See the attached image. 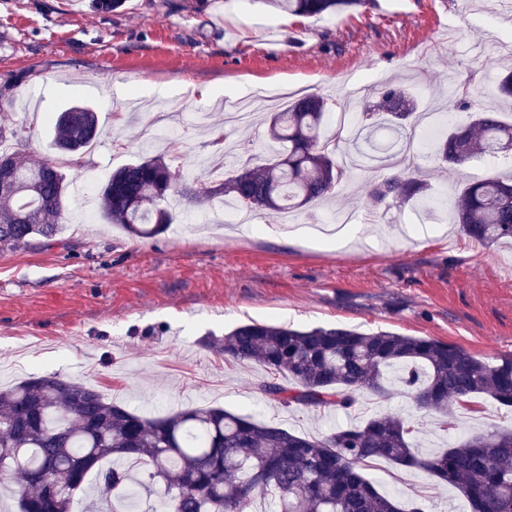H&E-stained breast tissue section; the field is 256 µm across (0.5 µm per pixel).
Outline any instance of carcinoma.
<instances>
[{"label": "carcinoma", "instance_id": "1", "mask_svg": "<svg viewBox=\"0 0 512 512\" xmlns=\"http://www.w3.org/2000/svg\"><path fill=\"white\" fill-rule=\"evenodd\" d=\"M296 17L347 12L364 0H270ZM126 0H91L108 16ZM363 106L362 130L371 120L401 139L418 114L427 112L404 84H383ZM454 108L470 114L466 126L448 125L437 153L450 165L474 156L512 151V121L484 101L474 77L453 91ZM340 103L309 94L268 115L270 139L278 150L259 159L242 152L236 170L214 187L188 198L211 206L222 199L255 214L281 213L328 201L347 181L340 158L341 135L321 134L326 115ZM98 134V115L74 103L55 118L52 143L63 157L83 156ZM14 175L38 182L32 196L0 195V248L25 249L37 238L56 235L67 209L70 184L64 167L49 158L27 161L0 149V161ZM181 177L166 154L141 157L112 172L98 193L104 221L128 234L152 238L173 223L168 204ZM428 185L406 173L370 185L376 204L390 200L418 208L428 203ZM455 223L466 237L493 246L512 240V181L489 177L465 183L452 202ZM224 358L282 372L288 387L266 382L261 391L286 408L347 410L356 395H386L394 372L415 408L437 416L441 430L456 424L450 403L483 396L512 408V354L487 362L438 340L392 332L363 333L347 327L297 328L251 321L224 335ZM414 422L399 413H381L360 426L339 427L318 436L300 435L218 406L195 407L148 419L113 402L99 390L59 376L30 377L0 391V462L10 467L15 487L7 493L19 512L46 508L73 512L75 496L91 472L99 494L129 502L132 482L150 489L162 482L153 512H244L254 495H268L270 512H402L396 494L378 489L364 468L385 460L421 469L458 487L469 508L512 512V429L479 433L446 449L415 453ZM110 460L116 466L103 469ZM58 489L46 499L47 484Z\"/></svg>", "mask_w": 512, "mask_h": 512}]
</instances>
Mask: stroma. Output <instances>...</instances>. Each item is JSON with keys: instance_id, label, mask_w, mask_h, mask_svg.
<instances>
[{"instance_id": "1", "label": "stroma", "mask_w": 512, "mask_h": 512, "mask_svg": "<svg viewBox=\"0 0 512 512\" xmlns=\"http://www.w3.org/2000/svg\"><path fill=\"white\" fill-rule=\"evenodd\" d=\"M129 2L104 16L80 0H0V83L29 75L0 108L7 150L50 156L43 117L72 98L99 112L103 133L79 174L100 184L153 154L143 136L146 103L161 92L181 111H209L213 126L257 155L267 152L266 126L225 127L212 98L268 88L288 101L317 93L355 107L367 95L363 83L389 80L444 113L450 91L476 72L495 104L502 61L486 50L512 35V11H495L490 0H366L322 18L283 15L269 0H211L198 17L193 0ZM118 84L124 96L111 95ZM205 89L210 99H201ZM118 112L126 115L119 127ZM409 166L431 184L428 214L374 204L367 187L376 171L354 169L335 202L298 214L297 232L272 216L207 224L208 208L178 203L166 232L139 239L104 223L87 199L53 240L0 249V389L59 374L151 418L218 405L310 435L386 411L415 415L401 387L359 395L340 413L288 409L261 391L263 368L227 361L220 350L226 332L253 320L433 338L486 359L512 353V244L480 245L446 220L461 180L512 176V157L487 169L473 158L456 173L429 150ZM331 210L356 213V243L314 240L313 225ZM455 414L448 432L418 418L416 443L434 449L512 427V408L482 397ZM366 476L408 507L466 508L458 489L418 469L381 461Z\"/></svg>"}]
</instances>
